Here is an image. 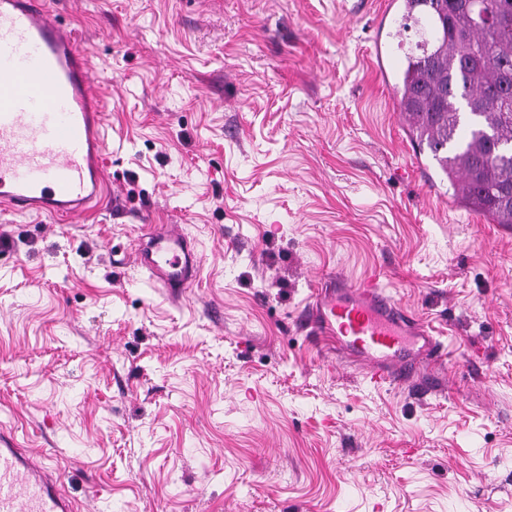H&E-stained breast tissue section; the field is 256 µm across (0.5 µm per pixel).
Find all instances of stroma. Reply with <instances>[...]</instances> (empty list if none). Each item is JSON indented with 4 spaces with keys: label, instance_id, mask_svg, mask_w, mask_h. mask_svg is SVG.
Returning <instances> with one entry per match:
<instances>
[{
    "label": "stroma",
    "instance_id": "stroma-1",
    "mask_svg": "<svg viewBox=\"0 0 512 512\" xmlns=\"http://www.w3.org/2000/svg\"><path fill=\"white\" fill-rule=\"evenodd\" d=\"M106 102L99 206L0 207V430L77 512H512V224L395 99V0H49ZM199 261L154 287L145 226ZM377 276L445 341L374 387L303 329Z\"/></svg>",
    "mask_w": 512,
    "mask_h": 512
}]
</instances>
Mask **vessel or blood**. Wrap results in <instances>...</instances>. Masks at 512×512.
<instances>
[{
    "mask_svg": "<svg viewBox=\"0 0 512 512\" xmlns=\"http://www.w3.org/2000/svg\"><path fill=\"white\" fill-rule=\"evenodd\" d=\"M85 51L46 0H0V204L17 214L73 216L104 193L101 126ZM140 264L161 288H184L197 257L178 228H151ZM312 332L367 365L375 384L406 385L423 357L441 352L436 336L376 277L332 279L308 310ZM0 512H75L48 467L21 449L0 447Z\"/></svg>",
    "mask_w": 512,
    "mask_h": 512,
    "instance_id": "obj_1",
    "label": "vessel or blood"
}]
</instances>
